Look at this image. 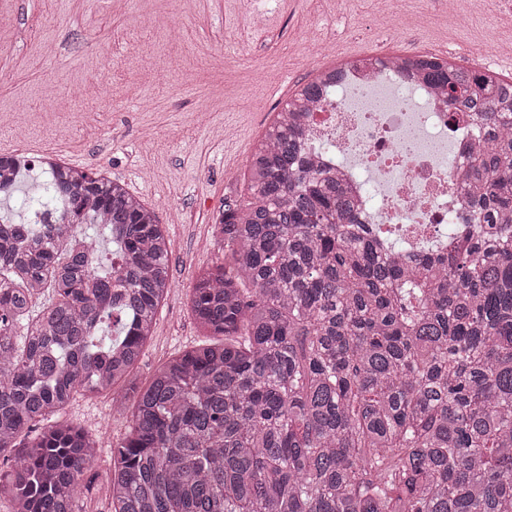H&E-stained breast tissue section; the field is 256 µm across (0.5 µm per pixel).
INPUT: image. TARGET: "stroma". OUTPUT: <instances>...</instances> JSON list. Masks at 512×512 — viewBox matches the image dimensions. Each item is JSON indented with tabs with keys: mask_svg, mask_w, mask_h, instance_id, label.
<instances>
[{
	"mask_svg": "<svg viewBox=\"0 0 512 512\" xmlns=\"http://www.w3.org/2000/svg\"><path fill=\"white\" fill-rule=\"evenodd\" d=\"M262 0H0V142L32 158L51 152L77 167L108 172L152 206L167 229L172 287L133 370L139 384L183 351L207 343L191 310L195 274L223 262L215 219L225 197L243 190L251 153L273 112L311 69L370 53L455 54L512 34V0L495 17L472 0L448 16L442 0H402L428 8L426 29L366 32L373 0H278L266 28L252 26ZM178 32H170L173 16ZM332 37L334 53L298 59L304 38ZM62 44L42 56L44 42ZM149 53L158 71L139 57ZM115 58L110 70L102 54ZM99 435L104 449L81 477L77 512H111L108 444L127 431L108 393L79 394L57 416Z\"/></svg>",
	"mask_w": 512,
	"mask_h": 512,
	"instance_id": "stroma-1",
	"label": "stroma"
}]
</instances>
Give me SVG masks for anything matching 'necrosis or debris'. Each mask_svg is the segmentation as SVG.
Here are the masks:
<instances>
[{
	"mask_svg": "<svg viewBox=\"0 0 512 512\" xmlns=\"http://www.w3.org/2000/svg\"><path fill=\"white\" fill-rule=\"evenodd\" d=\"M378 59L337 71L306 121L303 152L336 171L359 222L413 254L428 240L447 244L445 224L471 223L463 174L483 132L412 71Z\"/></svg>",
	"mask_w": 512,
	"mask_h": 512,
	"instance_id": "1",
	"label": "necrosis or debris"
}]
</instances>
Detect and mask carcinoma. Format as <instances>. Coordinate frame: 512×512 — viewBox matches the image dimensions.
Returning <instances> with one entry per match:
<instances>
[{
  "instance_id": "carcinoma-1",
  "label": "carcinoma",
  "mask_w": 512,
  "mask_h": 512,
  "mask_svg": "<svg viewBox=\"0 0 512 512\" xmlns=\"http://www.w3.org/2000/svg\"><path fill=\"white\" fill-rule=\"evenodd\" d=\"M396 60L486 129L467 173L486 230L458 228L413 266L380 257L352 196L301 157L304 116L336 75L321 70L216 217L224 262L198 273L191 305L224 342L144 387L129 376L171 288L165 227L124 184L40 160L56 223L0 218V455L14 459L0 493L13 512H76L101 445L53 417L80 391L131 410L110 449L111 512H512V79ZM16 160L0 155L1 194ZM82 224L102 225L112 260L89 263L99 242Z\"/></svg>"
}]
</instances>
